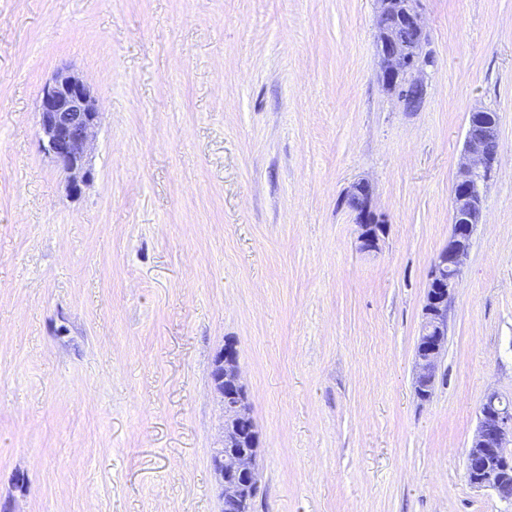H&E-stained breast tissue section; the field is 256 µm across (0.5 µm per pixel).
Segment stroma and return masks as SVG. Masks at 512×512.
I'll use <instances>...</instances> for the list:
<instances>
[{"instance_id": "stroma-1", "label": "stroma", "mask_w": 512, "mask_h": 512, "mask_svg": "<svg viewBox=\"0 0 512 512\" xmlns=\"http://www.w3.org/2000/svg\"><path fill=\"white\" fill-rule=\"evenodd\" d=\"M419 111L377 80L375 0H0V512H222L211 380L239 353L252 512H512L472 487L489 392L512 402V0H422ZM101 106L69 195L42 88ZM499 162L413 390L471 112ZM372 186L362 252L342 197ZM355 223L358 225V248L363 252L375 251L378 248L380 234L383 233L384 226L371 208V195L364 196L361 203L354 210Z\"/></svg>"}]
</instances>
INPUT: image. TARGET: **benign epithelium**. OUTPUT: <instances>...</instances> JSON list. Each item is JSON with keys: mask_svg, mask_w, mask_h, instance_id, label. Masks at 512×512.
<instances>
[{"mask_svg": "<svg viewBox=\"0 0 512 512\" xmlns=\"http://www.w3.org/2000/svg\"><path fill=\"white\" fill-rule=\"evenodd\" d=\"M421 0H377L375 43L378 82L407 111L418 110L426 96L422 79L428 66ZM99 121L90 86L72 68H59L45 84L37 106L39 148L67 177L72 195L91 179L87 152ZM498 125L482 121V112L469 115L464 152L451 194V231L448 244L437 254L424 297V340L416 347L415 393L435 376L447 339L448 301L456 288L472 235L483 216V182L498 159ZM358 248H378L384 226L365 196L357 209ZM212 380L224 406V446L213 457L223 503L243 512L258 493L257 449H242L239 424L252 420L240 383L237 348H223L215 356ZM466 476L478 489L512 499V405L489 393L478 411V424L466 454Z\"/></svg>", "mask_w": 512, "mask_h": 512, "instance_id": "7a95c632", "label": "benign epithelium"}]
</instances>
